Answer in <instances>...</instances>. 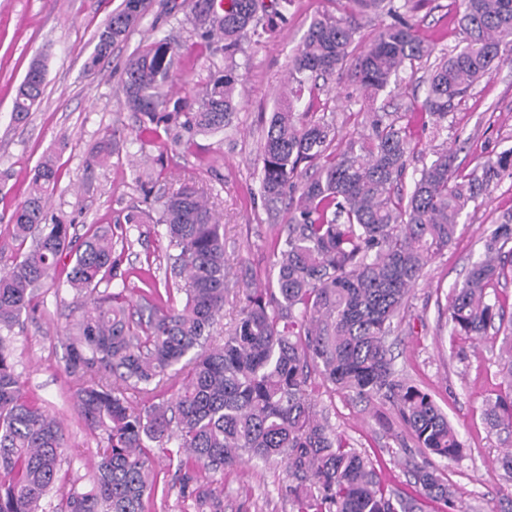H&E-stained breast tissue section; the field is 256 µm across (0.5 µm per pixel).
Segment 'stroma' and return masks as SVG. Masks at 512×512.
<instances>
[{
    "label": "stroma",
    "mask_w": 512,
    "mask_h": 512,
    "mask_svg": "<svg viewBox=\"0 0 512 512\" xmlns=\"http://www.w3.org/2000/svg\"><path fill=\"white\" fill-rule=\"evenodd\" d=\"M122 0H0V172L10 178L0 187V250L11 253L10 215L22 201L28 180L43 154L57 156L60 182L50 200V217L71 224L75 234L90 225H108L114 240L129 238L122 255L127 296L139 303L141 271L165 274L159 263L167 241L159 224H128L134 208L158 213L165 196L183 185L211 194L224 226V257L229 291L221 327L238 311V291L267 286L274 258L271 243L288 218L287 203L267 210L260 195V143L272 112L289 92L288 61L311 18L335 12V0H291L272 31L248 35L233 56L238 78V110L223 133L197 137L188 150L160 153L136 140L139 123L124 106L120 75L125 65L154 39L176 37L188 56L177 69L168 92L190 98L223 70V56L202 53L188 20V0H152L151 7L127 39L113 46L96 72H87L97 32ZM460 0H411L407 15L434 57L459 50ZM45 55L46 87L39 108L21 123L11 117L12 99L30 60ZM427 65L402 73L377 106L400 116L414 146L404 179L411 188L436 152L456 151L455 165L469 173L488 158L512 148V62L501 63L461 100L443 121L425 112ZM369 105L348 71L304 94L299 112L336 123V148L364 134ZM115 134L120 153L106 166L90 164L96 142ZM512 215V180H502L478 210L461 217L455 241L426 265L413 288L403 319L389 338L395 368L428 392L460 435L458 456L436 465L457 490L460 512H512V475L500 459L512 449V431H495L484 419L485 403L502 387L500 365L507 346L501 330L491 326L479 336H455L448 324V298L462 284L471 264L483 256L489 230ZM78 299L68 286L44 285L38 309L15 329L17 370L28 396L38 400L62 424L67 440L61 475L66 487L83 488L104 442L88 430L75 405L77 378L65 371L67 332ZM309 388L318 416L376 470L403 488L407 462L422 459L404 432L391 404L366 403L312 375ZM224 512H296L288 477L280 461H244L224 473Z\"/></svg>",
    "instance_id": "1"
}]
</instances>
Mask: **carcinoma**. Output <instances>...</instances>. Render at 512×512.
<instances>
[{
  "instance_id": "1",
  "label": "carcinoma",
  "mask_w": 512,
  "mask_h": 512,
  "mask_svg": "<svg viewBox=\"0 0 512 512\" xmlns=\"http://www.w3.org/2000/svg\"><path fill=\"white\" fill-rule=\"evenodd\" d=\"M339 14L314 16L290 60L292 97L272 113L261 147V195L274 204L298 193L288 223L272 243L275 274L265 288H246L235 324L217 339L224 310V225L204 192L185 185L163 202L155 223L165 226L166 270L176 291L152 287L147 313H134L125 288L112 285L121 257L112 231L47 222L59 167L47 156L13 210L17 251L0 252V512H147L164 459L180 477L182 494L198 512H224V471L243 457L279 459L292 478L297 512H425L451 508L456 491L427 461H409L410 490H399L316 417L307 380L323 379L361 400L393 402L417 447L440 458L462 448L457 430L431 395L396 374L387 339L428 261L451 244L463 213L479 207L491 184L512 179V148L488 159L481 172L460 176L454 155L436 153L406 198L395 192L412 151L405 129L386 113L367 116L370 133L332 150L333 122H299L294 101L317 79L354 60L359 87L378 93L406 63L430 57L396 0H344ZM201 51L239 50L260 22L258 0H189ZM147 0H123L98 34L92 71L142 19ZM385 12L394 22L361 40L363 17ZM465 46L432 64L425 110L444 118L454 102L489 78L512 54V0H462ZM182 46L165 36L124 67L126 108L140 121L139 138L159 147L191 148L199 135L224 131L237 111L236 76L226 67L192 99L175 102L165 88L175 77ZM46 63L34 58L16 89L12 118L21 122L41 101ZM119 154L103 136L90 161ZM320 162L296 186L302 162ZM512 221L487 237L448 304L458 336H477L503 319L486 289L512 272ZM71 260L67 285L84 298L72 324L66 372L81 381L80 416L101 432L104 446L89 488L64 490L65 438L60 421L25 394L11 337L22 315L36 312L37 288ZM113 290H99L101 284ZM505 388L487 403L490 428L512 430V357L502 367ZM148 395L140 407L134 397Z\"/></svg>"
}]
</instances>
